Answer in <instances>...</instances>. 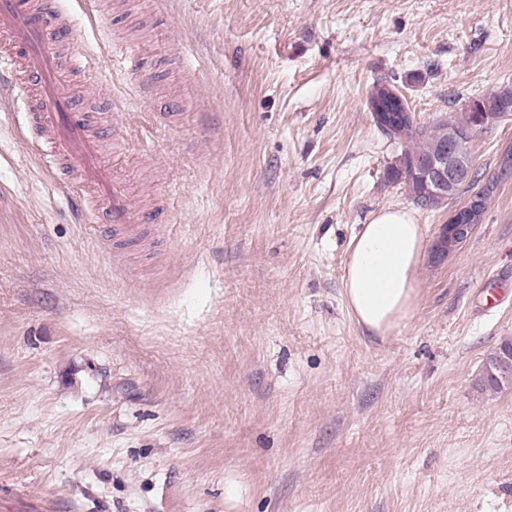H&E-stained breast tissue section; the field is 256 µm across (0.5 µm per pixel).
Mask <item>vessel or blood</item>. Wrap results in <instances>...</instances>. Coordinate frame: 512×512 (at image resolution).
<instances>
[{"instance_id": "obj_1", "label": "vessel or blood", "mask_w": 512, "mask_h": 512, "mask_svg": "<svg viewBox=\"0 0 512 512\" xmlns=\"http://www.w3.org/2000/svg\"><path fill=\"white\" fill-rule=\"evenodd\" d=\"M71 20L54 0H0V70L21 68L24 79L7 89L27 103V119L47 132L45 152L69 175L64 188L90 209L92 228L115 240L141 234L125 183L110 169L92 133L73 77L92 74L94 59L72 54L61 60L58 45Z\"/></svg>"}]
</instances>
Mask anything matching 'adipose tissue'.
I'll list each match as a JSON object with an SVG mask.
<instances>
[{"label": "adipose tissue", "instance_id": "adipose-tissue-1", "mask_svg": "<svg viewBox=\"0 0 512 512\" xmlns=\"http://www.w3.org/2000/svg\"><path fill=\"white\" fill-rule=\"evenodd\" d=\"M427 247L426 229L404 209H386L350 240L343 276L346 306L367 332L388 335L413 311L416 271Z\"/></svg>", "mask_w": 512, "mask_h": 512}]
</instances>
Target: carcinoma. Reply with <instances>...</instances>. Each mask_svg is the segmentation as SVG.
<instances>
[{
  "label": "carcinoma",
  "mask_w": 512,
  "mask_h": 512,
  "mask_svg": "<svg viewBox=\"0 0 512 512\" xmlns=\"http://www.w3.org/2000/svg\"><path fill=\"white\" fill-rule=\"evenodd\" d=\"M408 115L397 122L388 121L386 125L378 128L391 140L405 142L408 149L401 154L398 164L388 171V179L405 183L413 197L420 206L435 208L437 203L428 199L424 183L410 173L409 165L412 161L427 162L435 156L441 148L448 146V132L455 131L464 137L460 145V153L472 156L469 146L468 131L480 125V117L485 112H505L512 116V89H504L495 94L489 102L478 101L469 106V109L459 120L439 121L425 127L418 124L416 114L411 107H406ZM487 193L477 192L470 197V201L457 210L460 219L470 218L471 213L481 216L485 210ZM480 383L483 387L492 390H501L512 387V341L505 340L492 352L482 370Z\"/></svg>",
  "instance_id": "obj_1"
}]
</instances>
